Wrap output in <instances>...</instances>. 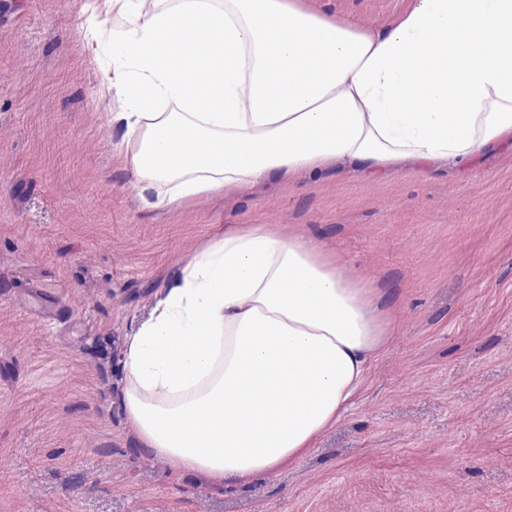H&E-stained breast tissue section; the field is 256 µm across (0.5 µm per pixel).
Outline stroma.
<instances>
[{
    "label": "stroma",
    "mask_w": 512,
    "mask_h": 512,
    "mask_svg": "<svg viewBox=\"0 0 512 512\" xmlns=\"http://www.w3.org/2000/svg\"><path fill=\"white\" fill-rule=\"evenodd\" d=\"M86 2L0 0V512H512V147L145 209ZM305 3L375 26L404 7ZM247 224L336 252L394 332L312 448L226 488L143 455L117 382L160 288Z\"/></svg>",
    "instance_id": "1"
}]
</instances>
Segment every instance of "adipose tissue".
I'll return each instance as SVG.
<instances>
[{
    "mask_svg": "<svg viewBox=\"0 0 512 512\" xmlns=\"http://www.w3.org/2000/svg\"><path fill=\"white\" fill-rule=\"evenodd\" d=\"M87 25L149 210L512 144V0H408L380 27L303 0H100ZM389 336L372 283L322 245L227 227L125 336L127 424L176 471L247 482L336 424Z\"/></svg>",
    "mask_w": 512,
    "mask_h": 512,
    "instance_id": "1",
    "label": "adipose tissue"
}]
</instances>
